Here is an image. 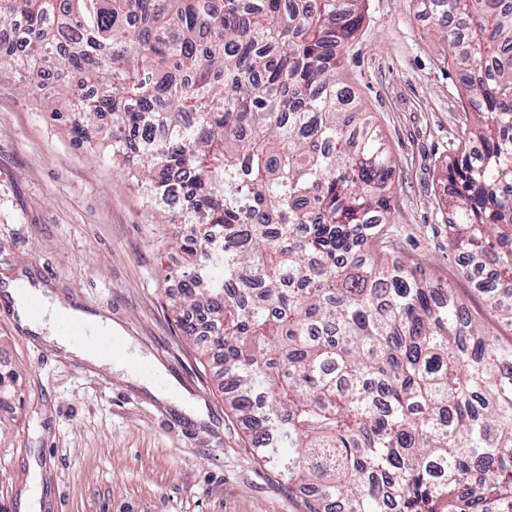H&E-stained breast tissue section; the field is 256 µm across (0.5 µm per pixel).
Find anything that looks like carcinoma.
Listing matches in <instances>:
<instances>
[{"label": "carcinoma", "mask_w": 512, "mask_h": 512, "mask_svg": "<svg viewBox=\"0 0 512 512\" xmlns=\"http://www.w3.org/2000/svg\"><path fill=\"white\" fill-rule=\"evenodd\" d=\"M363 0H0V67L62 59L74 142L109 117L176 246V321L312 512H512V342L448 283L379 261L394 160L336 79ZM465 86L448 248L512 322V0H429ZM19 375L0 366V405Z\"/></svg>", "instance_id": "obj_1"}]
</instances>
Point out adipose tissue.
I'll return each mask as SVG.
<instances>
[{
    "label": "adipose tissue",
    "instance_id": "ef3b65f1",
    "mask_svg": "<svg viewBox=\"0 0 512 512\" xmlns=\"http://www.w3.org/2000/svg\"><path fill=\"white\" fill-rule=\"evenodd\" d=\"M34 296L39 298L44 307L42 320H30L25 311L26 299L22 294L13 289H6L5 302L15 311L21 326L30 333L41 335L44 333L54 334L55 343L65 353L88 362L97 367H109L121 372L125 379L135 385L145 388L149 393L158 398L172 399L174 404L187 415L193 418H201L203 412L194 400L177 396L175 385H168L167 388H160L152 378L142 377L128 371L124 362L109 354H94L89 352L82 344L69 339L56 336V316L59 312H66L72 323L86 328L92 335L114 341L122 346L125 353L130 356H138L139 351L132 338L127 335L124 328L108 316L94 312L72 303L65 302L58 294L37 288L33 291Z\"/></svg>",
    "mask_w": 512,
    "mask_h": 512
}]
</instances>
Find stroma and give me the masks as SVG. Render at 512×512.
<instances>
[{"mask_svg": "<svg viewBox=\"0 0 512 512\" xmlns=\"http://www.w3.org/2000/svg\"><path fill=\"white\" fill-rule=\"evenodd\" d=\"M425 0H368L337 77L396 160L387 253L423 265L504 340L512 325L448 248L445 171L466 95ZM190 225L146 207L124 166L76 145L66 117L0 67V284L25 272L123 326L206 407L195 422L118 374L68 358L0 301V362L22 376L0 407V512H309L257 456L175 321Z\"/></svg>", "mask_w": 512, "mask_h": 512, "instance_id": "obj_1", "label": "stroma"}]
</instances>
